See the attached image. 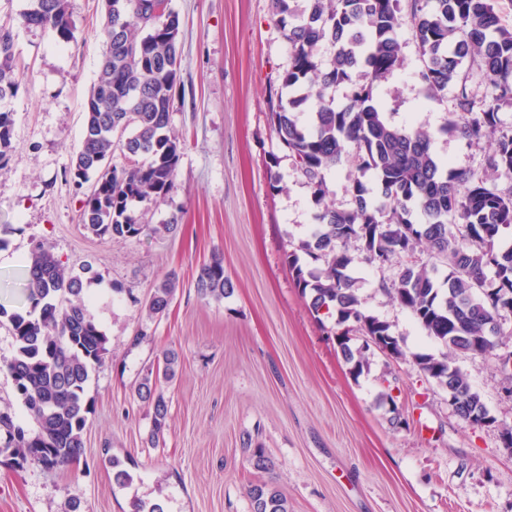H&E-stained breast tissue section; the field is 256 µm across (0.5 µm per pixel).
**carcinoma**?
I'll return each mask as SVG.
<instances>
[{
	"label": "carcinoma",
	"mask_w": 512,
	"mask_h": 512,
	"mask_svg": "<svg viewBox=\"0 0 512 512\" xmlns=\"http://www.w3.org/2000/svg\"><path fill=\"white\" fill-rule=\"evenodd\" d=\"M500 0H272L273 13L291 49V65L281 81L269 120L294 167L313 189L316 201L328 194L326 178L352 157L360 177L351 180L350 207L322 208L315 229L288 252V267L311 312L335 315L342 355L353 374L362 372L368 345L354 348L347 338L355 327L362 336L387 339L397 359H407L447 389L463 421L479 424L490 415L481 394L454 365L456 357L495 353L488 337L503 335L501 308L512 307V246L501 244L512 227V184H489L488 172L512 177V127L499 117L512 108V26L503 22ZM160 0H111L103 4L104 51L97 79L85 102L81 143L68 169L84 193L80 223L109 240L173 233L178 218L151 225L144 215L175 188L182 145L171 134L170 108L180 83L179 17ZM26 27L51 31L58 43H78L70 0H27L19 14ZM410 25L422 61L417 78L425 92L452 91L443 131L466 143L494 142L481 169L455 168L433 153L423 129L390 123L376 101V90L404 57L397 30ZM332 48L323 59L322 46ZM14 35L0 22V164L12 148L16 97ZM478 74L491 87L478 96L471 85ZM348 103H335L337 88ZM121 165L99 162L112 160ZM371 264L394 261L396 277L381 291L409 309L427 335L446 352L436 357L403 350L390 325L369 314L352 275L351 250ZM427 252V260L419 254ZM315 261L301 263L300 255ZM27 306L8 318L17 343L5 363L15 392L36 430L0 411V454L15 463L59 468L83 454V431L90 404L85 387L90 371L108 353L107 336L87 314L81 277L67 275L62 262L42 245L23 259ZM196 289L220 301L233 291L224 259L203 264ZM176 290L168 277L145 303L150 319L163 316ZM179 354L168 349L163 366L146 375L137 395L153 410L150 442L163 435L169 401L162 383L176 377ZM249 463L257 472L272 469L261 448ZM251 512H289L288 498L269 482L246 489Z\"/></svg>",
	"instance_id": "1"
}]
</instances>
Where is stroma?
Returning a JSON list of instances; mask_svg holds the SVG:
<instances>
[{
  "label": "stroma",
  "instance_id": "stroma-1",
  "mask_svg": "<svg viewBox=\"0 0 512 512\" xmlns=\"http://www.w3.org/2000/svg\"><path fill=\"white\" fill-rule=\"evenodd\" d=\"M70 3L78 42L65 47L50 31L19 24L26 0H0V18L15 21L23 77L11 101L12 149L0 166V305L23 308L20 264L35 246L49 247L66 274L82 277L108 354L86 388L79 465L19 468L0 455V512H132L137 500L164 512H250L257 447L274 463L264 480L287 496L290 512H512V454L501 442L502 426L512 427V372L498 360L512 353V317L498 356L456 359L498 420L472 425L407 361L373 350L352 376L333 320L312 315L288 270L287 253L320 206L270 126V100L290 65L272 0H170L182 53L170 125L182 150L175 189L145 221L175 215L179 224L131 241L78 222L83 192L67 170L104 50V15L102 0ZM398 40L405 63L377 91L389 121L429 131L434 153L453 167H484L491 145L471 147L443 131L450 94L423 95L410 26ZM216 254L233 286L220 301L195 288L200 266ZM397 272L357 260L367 312L390 324L405 351L439 354L412 314L380 291ZM171 274L178 288L169 310L147 322L141 303ZM167 349L178 352L180 368L166 389L164 442L154 447L152 411L136 389ZM14 353L1 322L0 410L30 429L2 366ZM113 457L132 486L115 482Z\"/></svg>",
  "mask_w": 512,
  "mask_h": 512
}]
</instances>
